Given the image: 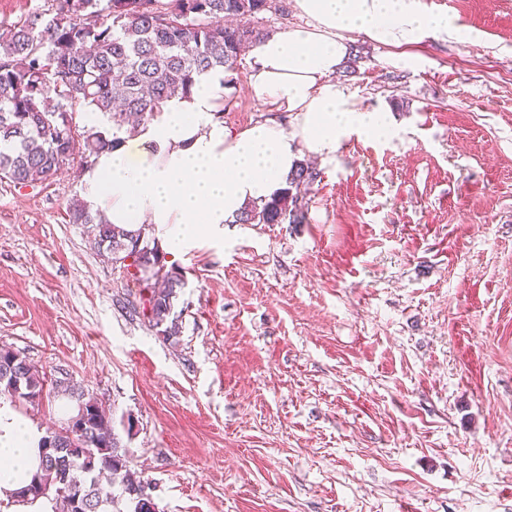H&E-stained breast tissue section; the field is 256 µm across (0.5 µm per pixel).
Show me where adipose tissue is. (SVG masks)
<instances>
[{
    "label": "adipose tissue",
    "instance_id": "1",
    "mask_svg": "<svg viewBox=\"0 0 512 512\" xmlns=\"http://www.w3.org/2000/svg\"><path fill=\"white\" fill-rule=\"evenodd\" d=\"M306 23L270 35L250 50V98L285 112L289 127L268 119L228 131L224 74L194 78L188 97L166 102L135 137L119 133L114 148L83 175V201L108 221L135 230L151 226L171 258L213 239L250 202L285 187L301 157L328 164L350 139L387 140V112L361 107L336 80L352 38L399 49V62L418 65L412 47L429 41L479 42L480 31L428 8L425 0H293ZM41 433L0 398V512H54L25 497L39 467Z\"/></svg>",
    "mask_w": 512,
    "mask_h": 512
}]
</instances>
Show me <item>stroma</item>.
Returning a JSON list of instances; mask_svg holds the SVG:
<instances>
[{
    "label": "stroma",
    "instance_id": "stroma-1",
    "mask_svg": "<svg viewBox=\"0 0 512 512\" xmlns=\"http://www.w3.org/2000/svg\"><path fill=\"white\" fill-rule=\"evenodd\" d=\"M480 30L422 62L355 40L338 79L388 141L320 166L302 224H228L169 266L178 341L73 224L79 166L0 183V347L112 417L160 512H512V0H426ZM252 61L228 130L266 119Z\"/></svg>",
    "mask_w": 512,
    "mask_h": 512
}]
</instances>
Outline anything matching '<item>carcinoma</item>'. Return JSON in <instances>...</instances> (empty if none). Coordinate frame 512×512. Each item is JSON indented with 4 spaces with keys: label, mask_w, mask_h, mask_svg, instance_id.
<instances>
[{
    "label": "carcinoma",
    "mask_w": 512,
    "mask_h": 512,
    "mask_svg": "<svg viewBox=\"0 0 512 512\" xmlns=\"http://www.w3.org/2000/svg\"><path fill=\"white\" fill-rule=\"evenodd\" d=\"M273 8L274 0H56L54 11L14 25L0 37V181L35 186L78 158L114 147L98 127H76L79 108L135 129L187 94L194 76L234 71L242 48L269 35L258 15ZM318 178L313 167L298 163L286 187L247 206L236 223H303L308 201L297 190ZM69 221L96 225L98 251L112 255V263L133 257L134 271L123 270L150 291L148 323L163 339L176 340L182 320L174 299L185 281L166 269L159 247L149 246L142 230L112 224L81 202L69 208ZM4 374L20 386L0 385V398L40 403L45 377L20 353L1 347ZM56 388L74 402L68 420L77 432L40 439L41 473L25 493L37 499L46 488L45 498L63 500L68 512H114L112 485L119 482L127 512H136L135 494L144 486L111 420L78 383L65 379Z\"/></svg>",
    "instance_id": "obj_1"
}]
</instances>
